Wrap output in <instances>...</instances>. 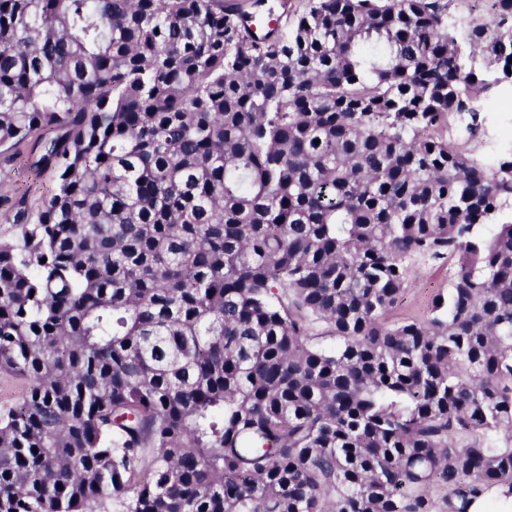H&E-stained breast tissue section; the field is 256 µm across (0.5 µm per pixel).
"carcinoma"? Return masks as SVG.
Wrapping results in <instances>:
<instances>
[{"label":"carcinoma","instance_id":"1","mask_svg":"<svg viewBox=\"0 0 512 512\" xmlns=\"http://www.w3.org/2000/svg\"><path fill=\"white\" fill-rule=\"evenodd\" d=\"M448 2L0 0V147L57 177L0 239V512L512 496V0ZM490 136L492 141L501 139L500 133L508 126H512V99L510 96H499L494 100L490 109ZM502 140V139H501ZM447 288L448 263H419L417 270L409 278L401 301L387 315L388 321L392 322L406 316H428L433 298ZM28 390L27 382L0 370V409H8L20 403Z\"/></svg>","mask_w":512,"mask_h":512}]
</instances>
